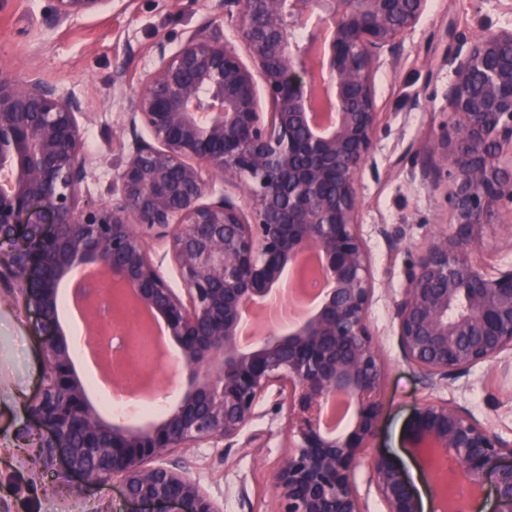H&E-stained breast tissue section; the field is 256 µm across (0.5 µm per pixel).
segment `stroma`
Instances as JSON below:
<instances>
[{"mask_svg":"<svg viewBox=\"0 0 512 512\" xmlns=\"http://www.w3.org/2000/svg\"><path fill=\"white\" fill-rule=\"evenodd\" d=\"M215 0H112L100 14L72 25L50 27V0H0V69L24 79L39 78L75 92L83 100L85 148L90 155L81 185L82 202L112 200V181L125 159L102 133L126 124L132 97L120 93L117 76L142 82L154 64V46L177 48L185 33L214 16ZM478 34L485 27L512 26V0H429L396 57L374 75L380 128L359 183V230L374 279L369 321L386 363L380 431L373 448L395 456L433 512V480L403 447L406 422L426 398L448 399L502 434L512 433V385L501 382L493 364L471 368L449 386L429 388L402 357L393 318V297L404 284L413 257L452 221L445 178L436 177L435 149L448 120L451 68L439 42L443 23ZM481 258L491 267L512 265V211L501 209L477 228ZM75 371L88 386L91 405L105 419L130 427L159 421L126 402L115 407L99 387L95 370L75 357ZM43 358L37 317L15 282L0 273V512H126L116 483L88 484L46 459L45 431L29 408L42 387ZM285 413L265 402L229 448H193L174 458L221 504L223 512H271L274 474L287 455Z\"/></svg>","mask_w":512,"mask_h":512,"instance_id":"stroma-1","label":"stroma"}]
</instances>
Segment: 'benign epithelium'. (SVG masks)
Returning a JSON list of instances; mask_svg holds the SVG:
<instances>
[{"instance_id":"obj_1","label":"benign epithelium","mask_w":512,"mask_h":512,"mask_svg":"<svg viewBox=\"0 0 512 512\" xmlns=\"http://www.w3.org/2000/svg\"><path fill=\"white\" fill-rule=\"evenodd\" d=\"M427 2L219 0L218 15L176 51L156 44L127 124L104 133L126 156L102 206L80 202L82 101L0 70V242L12 247L7 269L43 336L30 415L47 431L46 458L90 484L119 480L131 512H223L172 455L232 445L275 386L291 442L275 473V512H364L361 466L385 512H423L398 459L370 452L385 363L369 327L374 285L357 185L380 122L374 73ZM106 4L52 0V20L71 24ZM226 19L235 44L224 39ZM453 40L436 174L449 183L455 230L431 239L393 300L402 356L432 387L512 351V265L490 272L471 257L473 229L512 207V28ZM218 181L242 195L205 201ZM37 208L51 229L31 221ZM149 239L168 241L181 287ZM309 251L320 260L314 273L301 266ZM85 267L112 282L105 300L86 292L92 322L146 311L179 347L189 388L158 422L132 429L87 399L59 321L60 283ZM313 292L319 305L288 332L274 319L246 337L249 306L286 315ZM102 355L114 376L132 366L109 347ZM339 404L350 416L338 433L327 420ZM405 435L434 471L454 461L429 486L440 512H454L458 485L473 497L490 486L493 512H512V437L442 398L421 403Z\"/></svg>"}]
</instances>
